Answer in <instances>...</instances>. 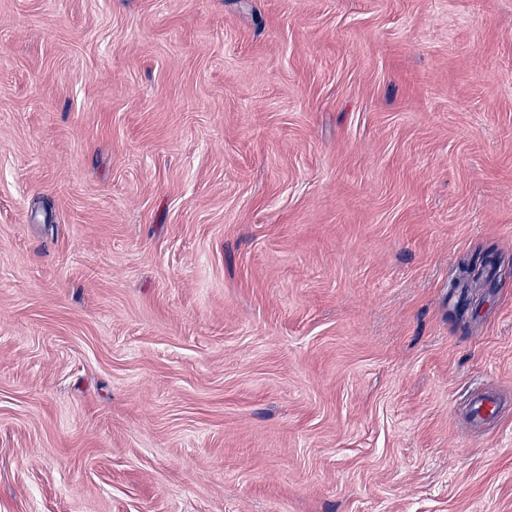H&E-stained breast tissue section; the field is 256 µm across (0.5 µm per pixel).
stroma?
<instances>
[{"label": "stroma", "mask_w": 512, "mask_h": 512, "mask_svg": "<svg viewBox=\"0 0 512 512\" xmlns=\"http://www.w3.org/2000/svg\"><path fill=\"white\" fill-rule=\"evenodd\" d=\"M0 512H512V0H0Z\"/></svg>", "instance_id": "obj_1"}]
</instances>
